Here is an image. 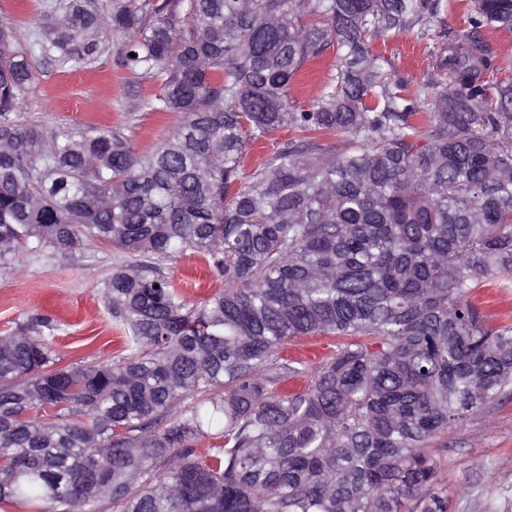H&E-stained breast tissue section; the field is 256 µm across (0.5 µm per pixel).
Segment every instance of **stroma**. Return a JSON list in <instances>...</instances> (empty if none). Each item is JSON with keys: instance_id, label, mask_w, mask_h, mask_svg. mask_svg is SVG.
I'll list each match as a JSON object with an SVG mask.
<instances>
[{"instance_id": "obj_1", "label": "stroma", "mask_w": 512, "mask_h": 512, "mask_svg": "<svg viewBox=\"0 0 512 512\" xmlns=\"http://www.w3.org/2000/svg\"><path fill=\"white\" fill-rule=\"evenodd\" d=\"M46 3L0 0V14L13 19L20 48H27L33 23ZM121 41V35L108 33L101 55L87 70L62 71L37 59L36 79L18 118L65 129L117 128L128 135L137 153L154 150L177 118L138 111L140 100L157 94L160 85L123 68L118 54ZM481 41L493 60L489 81H512V31L486 28ZM371 46L411 84H418L431 69L428 43L415 35L375 40ZM335 61L336 51L331 48L319 62L308 65L290 91L298 106H309ZM121 263L111 247L97 242L67 254L20 256L11 268L0 269V335L12 333L28 318L51 315L64 325L56 338L60 365L115 359L121 353V332L112 322L101 289ZM168 273L178 288L194 298L224 287L223 277L205 271L202 260L193 254L169 266ZM432 453L448 485V512H512V393L436 439Z\"/></svg>"}]
</instances>
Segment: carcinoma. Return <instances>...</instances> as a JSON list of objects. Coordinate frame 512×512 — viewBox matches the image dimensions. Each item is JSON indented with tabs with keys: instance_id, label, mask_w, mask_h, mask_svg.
<instances>
[{
	"instance_id": "1",
	"label": "carcinoma",
	"mask_w": 512,
	"mask_h": 512,
	"mask_svg": "<svg viewBox=\"0 0 512 512\" xmlns=\"http://www.w3.org/2000/svg\"><path fill=\"white\" fill-rule=\"evenodd\" d=\"M443 2L55 0L27 52L0 17V268L86 241L127 258L102 288L116 360L57 366L47 318L0 336V506L448 512L429 448L512 391V325L468 300L512 289V82L486 79L479 38L512 30V0H474L447 41ZM109 29L161 83L141 108L179 116L149 154L16 117L33 56L90 69ZM411 32L434 63L408 95L370 41ZM332 46L336 73L297 106ZM283 128L298 137L244 169ZM188 252L224 289L174 286ZM301 336L329 353L288 356ZM336 61V49L330 47L319 62L307 66L305 76L296 81L290 91V96L298 106L307 108L319 92L325 77L333 70Z\"/></svg>"
}]
</instances>
